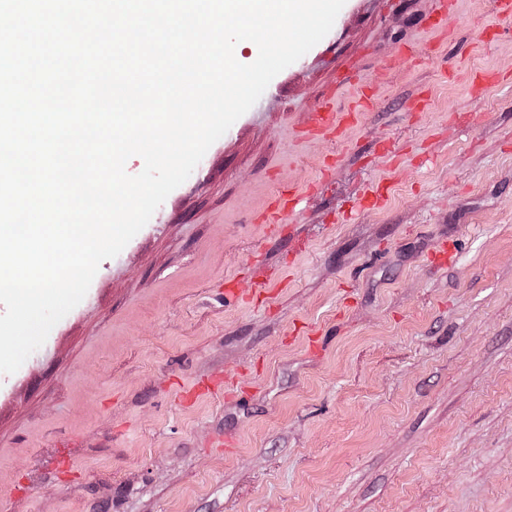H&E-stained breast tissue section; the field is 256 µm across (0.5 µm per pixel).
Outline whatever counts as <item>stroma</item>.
I'll return each mask as SVG.
<instances>
[{
  "mask_svg": "<svg viewBox=\"0 0 512 512\" xmlns=\"http://www.w3.org/2000/svg\"><path fill=\"white\" fill-rule=\"evenodd\" d=\"M432 11L346 0L0 374V512H512V23ZM370 98L366 92L359 97L353 106L346 112L337 113L336 109L330 105H323L318 112L313 115L311 128L313 131L321 134H333L340 129L343 124L354 123L362 108L369 105Z\"/></svg>",
  "mask_w": 512,
  "mask_h": 512,
  "instance_id": "obj_1",
  "label": "stroma"
}]
</instances>
